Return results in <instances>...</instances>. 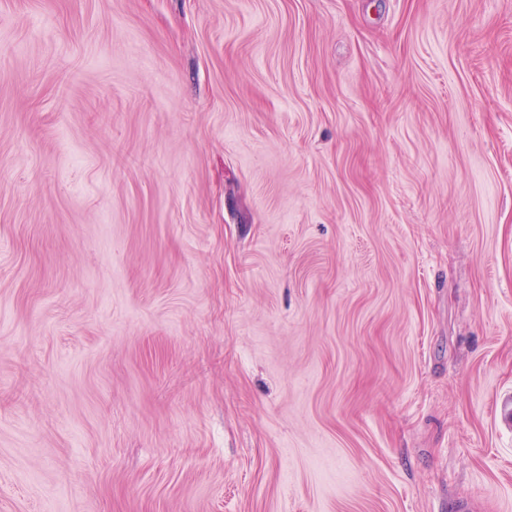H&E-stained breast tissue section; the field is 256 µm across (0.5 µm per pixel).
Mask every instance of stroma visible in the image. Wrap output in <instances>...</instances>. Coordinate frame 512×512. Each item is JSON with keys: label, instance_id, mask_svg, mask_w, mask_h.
<instances>
[{"label": "stroma", "instance_id": "35a3bbf8", "mask_svg": "<svg viewBox=\"0 0 512 512\" xmlns=\"http://www.w3.org/2000/svg\"><path fill=\"white\" fill-rule=\"evenodd\" d=\"M512 0H0V512H512Z\"/></svg>", "mask_w": 512, "mask_h": 512}]
</instances>
